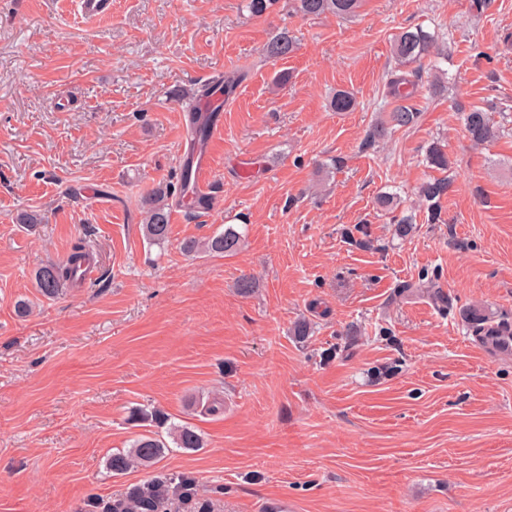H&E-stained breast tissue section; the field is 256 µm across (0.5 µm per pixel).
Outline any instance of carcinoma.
Segmentation results:
<instances>
[{
	"label": "carcinoma",
	"instance_id": "obj_1",
	"mask_svg": "<svg viewBox=\"0 0 512 512\" xmlns=\"http://www.w3.org/2000/svg\"><path fill=\"white\" fill-rule=\"evenodd\" d=\"M359 0H295L296 9L306 16L333 14L341 17L354 15ZM439 37L421 29L402 32L393 43V57L397 66L416 61L430 54L437 59H446L448 55L437 51ZM295 39L288 31L278 33L266 47V53L272 58L288 56L295 49ZM410 79L404 73L392 71L387 82L389 95L396 105L387 113L385 119L376 123L367 138L372 143L400 128L413 125L418 112L406 104L409 99ZM355 106V98L347 91H337L330 107L335 112H348ZM220 113L200 112L192 106L186 115V128L190 144H203L211 127L219 120ZM464 130L469 140L475 145H483L494 140L499 134L490 113L480 108H472L462 113ZM427 162L439 169L448 168V155L444 148L435 144L429 147ZM190 162H185L179 177L178 186L166 184L153 189L142 201L144 213L143 234L148 244L161 246L168 242L170 234V217L172 201H177L188 191ZM452 178L430 179L419 187V197L425 203L429 219L436 220L440 215L441 200L452 188ZM242 241V235L228 227L224 232L203 242L188 239L183 243V251L188 254L208 253L231 255L235 253ZM91 265L87 243L80 238L72 246L67 257L52 262L36 273V285L42 296L58 297L64 288L83 281L87 268ZM131 419L143 423H152L158 427L167 424L168 417L155 408H135ZM175 447L184 450L202 448L204 437L197 429L188 424L169 427ZM168 445L164 440L153 435H144L131 446V449L117 452L107 460V469L114 476L126 474L133 467H151L163 457ZM179 501L186 512H214L213 503L197 496L195 482L184 475L160 474L142 483L128 486L120 495L110 500L93 498L89 501V512H171L174 501Z\"/></svg>",
	"mask_w": 512,
	"mask_h": 512
}]
</instances>
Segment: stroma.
Here are the masks:
<instances>
[{"label": "stroma", "instance_id": "35a3bbf8", "mask_svg": "<svg viewBox=\"0 0 512 512\" xmlns=\"http://www.w3.org/2000/svg\"><path fill=\"white\" fill-rule=\"evenodd\" d=\"M293 6L112 0L84 21L75 0H0V512H85L160 473L194 479L214 512H512V357L482 351L462 315L512 322V0H360L347 19ZM418 27L448 59L407 66L417 123L367 143L392 107L393 39ZM284 28L297 47L270 59ZM236 72L212 208L174 204L168 243L149 245L142 197L177 181L198 87ZM339 90L352 111H331ZM474 106L494 142L467 138ZM434 142L454 183L431 224L416 189L443 175ZM31 210L41 224L17 223ZM358 224L367 246L344 235ZM229 227L233 255L180 250ZM80 237L106 282L41 296L36 271ZM215 399L223 414H203ZM135 407L204 448L112 476V453L150 431ZM490 114V112H485L480 108H472L467 112H463L464 130L474 145L488 143L499 134V127L495 126ZM169 434L172 437L175 448L184 450H194L195 448H204V437L194 426L188 424L171 425Z\"/></svg>", "mask_w": 512, "mask_h": 512}]
</instances>
